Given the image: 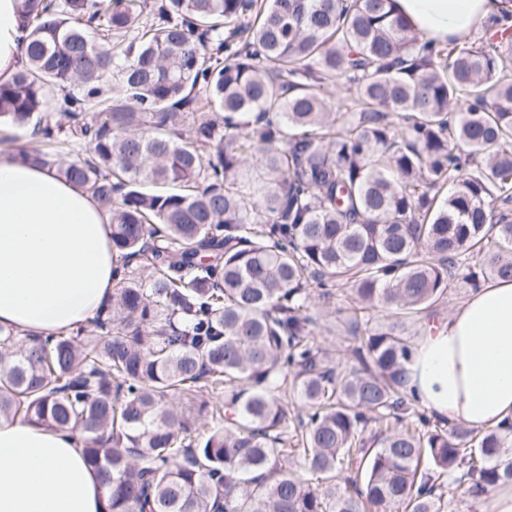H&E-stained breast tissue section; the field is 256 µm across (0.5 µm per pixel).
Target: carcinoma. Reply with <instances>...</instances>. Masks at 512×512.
<instances>
[{"mask_svg":"<svg viewBox=\"0 0 512 512\" xmlns=\"http://www.w3.org/2000/svg\"><path fill=\"white\" fill-rule=\"evenodd\" d=\"M392 2L22 0L0 121L111 213L116 287L76 328L0 326V419L74 434L105 512H456L512 483V423L433 428L405 385L406 322L512 280V11L448 48ZM314 307L343 314L334 363ZM325 96L333 112H346L350 104V95L343 81L338 79L335 82L330 81L325 87Z\"/></svg>","mask_w":512,"mask_h":512,"instance_id":"obj_1","label":"carcinoma"}]
</instances>
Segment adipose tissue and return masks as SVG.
<instances>
[{
  "instance_id": "obj_1",
  "label": "adipose tissue",
  "mask_w": 512,
  "mask_h": 512,
  "mask_svg": "<svg viewBox=\"0 0 512 512\" xmlns=\"http://www.w3.org/2000/svg\"><path fill=\"white\" fill-rule=\"evenodd\" d=\"M21 0H0V81L21 67ZM502 0H394L442 44L461 43ZM110 216L54 170L0 153V325L43 337L88 321L112 297ZM407 387L434 417L481 431L512 419V281L426 324ZM99 475L74 436L0 421V512H103Z\"/></svg>"
}]
</instances>
